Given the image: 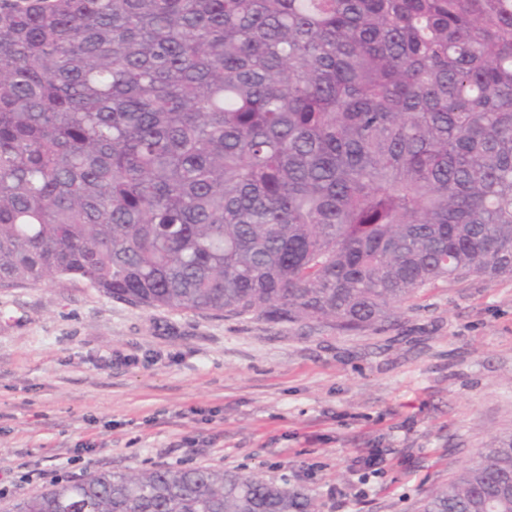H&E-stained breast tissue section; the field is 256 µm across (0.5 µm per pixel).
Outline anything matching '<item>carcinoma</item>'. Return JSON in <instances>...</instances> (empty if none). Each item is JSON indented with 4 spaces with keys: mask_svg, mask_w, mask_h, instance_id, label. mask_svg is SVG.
Masks as SVG:
<instances>
[{
    "mask_svg": "<svg viewBox=\"0 0 512 512\" xmlns=\"http://www.w3.org/2000/svg\"><path fill=\"white\" fill-rule=\"evenodd\" d=\"M512 278V0H0V287L374 331ZM16 512H315L207 467ZM421 512H512V433Z\"/></svg>",
    "mask_w": 512,
    "mask_h": 512,
    "instance_id": "1",
    "label": "carcinoma"
}]
</instances>
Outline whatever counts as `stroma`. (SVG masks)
Listing matches in <instances>:
<instances>
[{"mask_svg":"<svg viewBox=\"0 0 512 512\" xmlns=\"http://www.w3.org/2000/svg\"><path fill=\"white\" fill-rule=\"evenodd\" d=\"M506 431L512 279L423 289L358 335L136 307L81 281L0 288V512L142 467L256 474L318 512H418Z\"/></svg>","mask_w":512,"mask_h":512,"instance_id":"stroma-1","label":"stroma"}]
</instances>
